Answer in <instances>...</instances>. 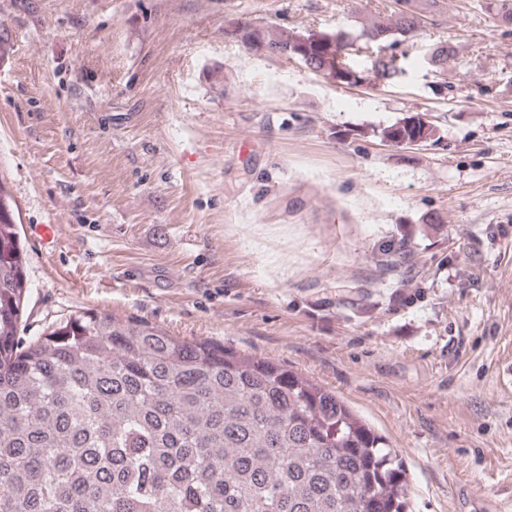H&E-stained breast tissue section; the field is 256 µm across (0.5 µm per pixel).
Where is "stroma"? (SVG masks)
<instances>
[{
  "label": "stroma",
  "instance_id": "obj_1",
  "mask_svg": "<svg viewBox=\"0 0 512 512\" xmlns=\"http://www.w3.org/2000/svg\"><path fill=\"white\" fill-rule=\"evenodd\" d=\"M487 3L412 0L417 36L350 56L404 74L350 86L224 27L355 33L401 0H0L18 336L87 307L272 359L390 440L414 512H512V23ZM418 114L437 140L380 138ZM402 72V67L393 56H377L370 61V73L375 83L391 80Z\"/></svg>",
  "mask_w": 512,
  "mask_h": 512
}]
</instances>
